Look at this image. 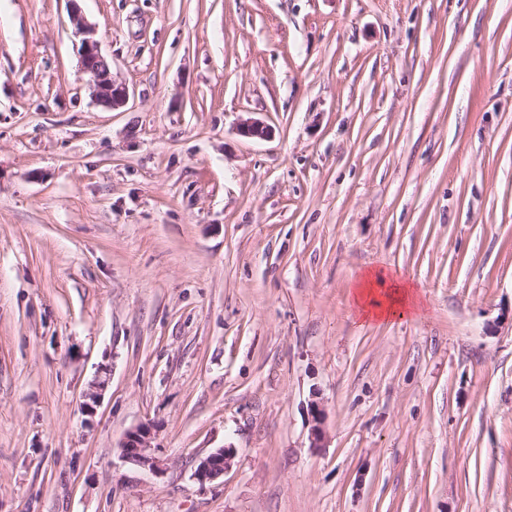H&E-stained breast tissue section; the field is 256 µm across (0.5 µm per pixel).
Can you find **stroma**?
<instances>
[{
    "label": "stroma",
    "mask_w": 512,
    "mask_h": 512,
    "mask_svg": "<svg viewBox=\"0 0 512 512\" xmlns=\"http://www.w3.org/2000/svg\"><path fill=\"white\" fill-rule=\"evenodd\" d=\"M510 309L512 0H0V512H512ZM75 20L78 32L84 35L79 48L81 67L93 88L97 103L112 110L124 106L129 98L128 87L113 78L112 66L102 54L93 30L78 16ZM353 300L368 322H388L416 313L417 293L410 284L395 281L383 271H370L357 283ZM152 428L150 425H139L129 430L122 443V457L130 462L155 471L160 469V461L153 457L151 450ZM232 448H218L202 458L194 471V478L200 482L213 481L224 475L225 469L229 466Z\"/></svg>",
    "instance_id": "1"
}]
</instances>
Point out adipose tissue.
Segmentation results:
<instances>
[{
  "mask_svg": "<svg viewBox=\"0 0 512 512\" xmlns=\"http://www.w3.org/2000/svg\"><path fill=\"white\" fill-rule=\"evenodd\" d=\"M354 304L369 322H388L416 313L418 297L410 284L389 278L383 271L369 272L353 290Z\"/></svg>",
  "mask_w": 512,
  "mask_h": 512,
  "instance_id": "obj_1",
  "label": "adipose tissue"
}]
</instances>
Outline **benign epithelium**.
<instances>
[{"mask_svg": "<svg viewBox=\"0 0 512 512\" xmlns=\"http://www.w3.org/2000/svg\"><path fill=\"white\" fill-rule=\"evenodd\" d=\"M78 32L84 35L79 48L80 62L83 72L93 88L97 103L112 109L124 106L129 98L126 84L115 80L112 76V66L102 54L99 41L94 38L93 30L81 18H76ZM238 133L246 138L266 139L270 137V126L255 119H245L237 127ZM310 439L311 447L318 448L324 439L323 423L325 412L317 401L310 402ZM152 428L149 425H139L129 430L122 443V457L125 461L147 467L152 471L160 469L158 458L150 454ZM232 449L218 448L202 458L194 471V478L200 482L213 481L224 475L229 466Z\"/></svg>", "mask_w": 512, "mask_h": 512, "instance_id": "benign-epithelium-1", "label": "benign epithelium"}]
</instances>
